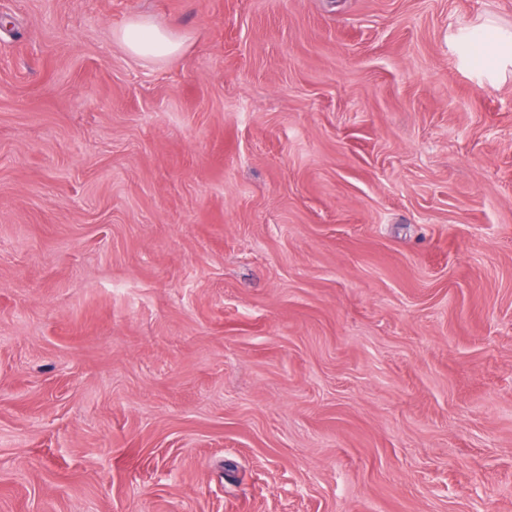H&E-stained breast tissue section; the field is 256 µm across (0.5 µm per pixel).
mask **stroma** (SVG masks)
Listing matches in <instances>:
<instances>
[{
	"label": "stroma",
	"instance_id": "1",
	"mask_svg": "<svg viewBox=\"0 0 512 512\" xmlns=\"http://www.w3.org/2000/svg\"><path fill=\"white\" fill-rule=\"evenodd\" d=\"M0 16V512H512V0ZM116 39L128 53L138 57H174L183 47L176 33L160 28L145 17L127 23L117 32ZM472 59L482 66L497 67L512 61V35L488 31L470 48Z\"/></svg>",
	"mask_w": 512,
	"mask_h": 512
}]
</instances>
